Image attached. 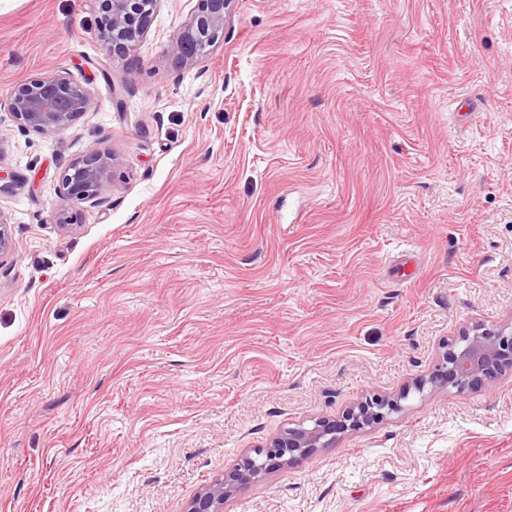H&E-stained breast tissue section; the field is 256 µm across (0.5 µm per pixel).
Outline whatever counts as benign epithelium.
Instances as JSON below:
<instances>
[{"instance_id": "7a95c632", "label": "benign epithelium", "mask_w": 512, "mask_h": 512, "mask_svg": "<svg viewBox=\"0 0 512 512\" xmlns=\"http://www.w3.org/2000/svg\"><path fill=\"white\" fill-rule=\"evenodd\" d=\"M103 13L101 37L114 52H125L145 35L160 0H97ZM234 0H202L173 45L187 63L194 62L212 46L224 30V20ZM95 105L94 94L69 78L49 75L34 84H22L8 102L9 110L23 127L51 134L66 129L79 115ZM113 158L92 150L76 161L63 178L67 195L100 203L107 189L108 170ZM512 371V318L499 324L474 322L461 327L448 341L429 374L417 379L413 390L446 388L461 395L486 381ZM410 391L396 397H370L348 407L338 418L319 417L311 423L283 430L254 455L224 476L199 489L184 512H224V503L242 486L259 480L274 466L291 465L309 458L349 432L373 429L392 415L404 411L402 401Z\"/></svg>"}]
</instances>
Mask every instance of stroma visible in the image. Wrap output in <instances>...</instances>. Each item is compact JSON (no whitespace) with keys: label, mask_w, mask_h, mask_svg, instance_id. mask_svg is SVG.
Masks as SVG:
<instances>
[{"label":"stroma","mask_w":512,"mask_h":512,"mask_svg":"<svg viewBox=\"0 0 512 512\" xmlns=\"http://www.w3.org/2000/svg\"><path fill=\"white\" fill-rule=\"evenodd\" d=\"M200 6L115 53L95 0H0V512H183L512 319V0H235L187 63ZM50 74L95 106L46 135L6 103ZM408 393L224 512H512V372ZM201 9L193 14L173 45L187 63L194 62L206 47L212 46L224 30V20L234 0H201ZM112 166L113 158L97 150H91L76 161L65 174L63 186L67 195L101 203L107 189L108 170ZM411 389L396 397H370L348 407L338 418L319 417L310 424L288 427L268 444L247 455L236 467L199 489L187 502L184 512H223L224 503L244 485L259 480L274 466L291 465L309 458L349 432L373 429L405 409L402 401ZM257 461H264L261 469Z\"/></svg>","instance_id":"35a3bbf8"}]
</instances>
